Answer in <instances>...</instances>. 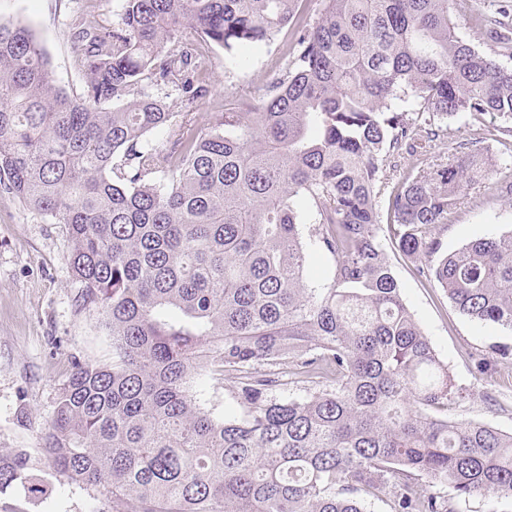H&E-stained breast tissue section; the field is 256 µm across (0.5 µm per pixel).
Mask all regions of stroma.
<instances>
[{
    "mask_svg": "<svg viewBox=\"0 0 512 512\" xmlns=\"http://www.w3.org/2000/svg\"><path fill=\"white\" fill-rule=\"evenodd\" d=\"M121 10L122 0H0V19L31 27L54 84L72 95L79 91L81 55L67 27L70 16L80 12L109 27ZM290 37V30H283L271 46L234 57L212 49L205 60L210 92L198 109L199 125H219L225 97L262 98L282 73ZM500 125L489 114L437 123V151L460 146L495 161L494 175L470 186L449 214L442 233L447 251L512 231V195L501 191L512 182V136L500 133ZM316 219L313 209H304L299 231L308 255L305 283L326 288L336 259L318 246ZM381 236L409 311L456 383L470 391L450 405L449 420L483 422L512 432V331L462 316L442 288L419 275L418 260L399 251L390 227H383ZM71 250L64 225L23 208L0 189V451L26 450L31 475L45 486L37 496L20 487L0 494V512H112L105 488L59 484L43 453V436L73 362L112 360V338L101 309L79 299ZM188 389L215 416L237 409L231 381L219 380L207 369L196 371Z\"/></svg>",
    "mask_w": 512,
    "mask_h": 512,
    "instance_id": "stroma-1",
    "label": "stroma"
}]
</instances>
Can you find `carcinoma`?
<instances>
[{"label": "carcinoma", "instance_id": "cac0c4a2", "mask_svg": "<svg viewBox=\"0 0 512 512\" xmlns=\"http://www.w3.org/2000/svg\"><path fill=\"white\" fill-rule=\"evenodd\" d=\"M123 0L118 26L70 19L80 92L52 81L24 23L0 20V187L63 224L81 301L102 309L112 362H76L44 452L61 481L103 485L136 512H456L512 496V433L448 421L457 385L402 298L381 240L457 311L512 328V233L443 252L437 230L494 168L473 153L392 182L384 157L428 153L434 118L512 123V68L459 33L448 0ZM196 32L188 40L186 29ZM292 30L291 64L260 107L224 98L198 126L202 63ZM181 111H170L169 98ZM169 133L170 146L147 137ZM318 215L332 284H305L298 225ZM232 380L213 417L192 372ZM292 377L301 399L271 396ZM0 453V493L43 485ZM459 512H512V496L498 495L490 498H473L468 502L452 501Z\"/></svg>", "mask_w": 512, "mask_h": 512}]
</instances>
